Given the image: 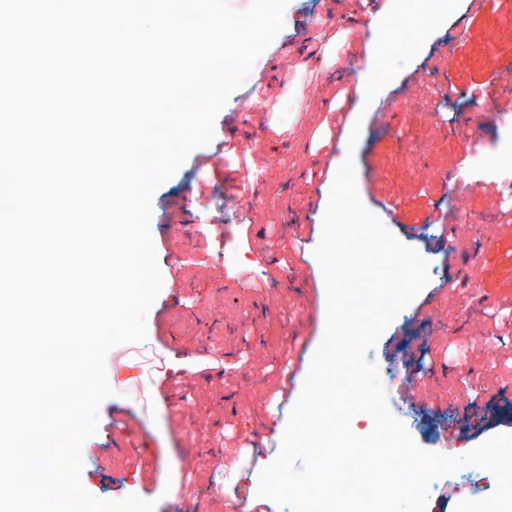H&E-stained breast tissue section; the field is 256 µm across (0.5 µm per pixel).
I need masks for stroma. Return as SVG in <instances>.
<instances>
[{"mask_svg":"<svg viewBox=\"0 0 512 512\" xmlns=\"http://www.w3.org/2000/svg\"><path fill=\"white\" fill-rule=\"evenodd\" d=\"M387 0H289L284 27L254 61L243 82L259 92L272 65H286L311 44L323 16L355 22L371 38L372 14ZM512 17V0H460L458 9L399 69L366 110L355 145L356 187L401 241L435 225L425 248L446 277L431 281L371 348L396 357L398 384L416 383L413 395L389 388V409L405 407L442 417L434 432L416 435L422 449L440 442L475 449L512 423V226L494 220L493 243L482 264L463 248H449L448 227L461 212L493 217L495 191L458 188L453 175L466 163L464 135L478 125L495 137L500 115L512 108L486 58L489 22ZM452 85L448 112H432L416 95L423 85ZM241 90L215 120L214 138L196 148L154 192L150 230L162 287L146 316L147 338L113 347L105 357L114 394L98 410L96 433L82 445V484L91 495L118 501L134 494L155 501V512H176L190 502L198 512H224V501L245 499L249 488L224 487L222 453L227 433L271 457L280 428L298 400L326 325L327 296L314 254L329 205L325 164L313 163L309 142L267 145L259 126L237 117ZM228 142L264 154L243 207L226 204L225 174L216 159ZM421 146L420 178L406 167L405 145ZM452 197L449 207L441 196ZM465 209H458V202ZM265 210L259 223L253 209ZM241 262L228 267L225 247ZM164 359L168 374H148L145 358ZM134 444L125 456L115 440ZM191 467H184V460Z\"/></svg>","mask_w":512,"mask_h":512,"instance_id":"obj_1","label":"stroma"}]
</instances>
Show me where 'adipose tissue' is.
Wrapping results in <instances>:
<instances>
[{"mask_svg": "<svg viewBox=\"0 0 512 512\" xmlns=\"http://www.w3.org/2000/svg\"><path fill=\"white\" fill-rule=\"evenodd\" d=\"M363 43L360 36L348 30H327L320 34L313 55L299 57L289 77L271 78L258 97V117L267 127L269 141L285 137L312 134L315 148L323 150L326 164L337 174H345L348 167L346 148L351 140L346 131H333L330 118H323L316 128H308L305 114L314 100L329 102L331 111L341 112L348 107H359L368 101L374 91L373 71L365 69L358 77L347 73L348 58L357 54ZM292 100L296 120L281 126L277 114L284 100ZM281 455L271 456L263 466H254L248 455H240L227 478L228 483L248 484L252 500L267 498L274 491L271 475L279 469Z\"/></svg>", "mask_w": 512, "mask_h": 512, "instance_id": "obj_1", "label": "adipose tissue"}]
</instances>
